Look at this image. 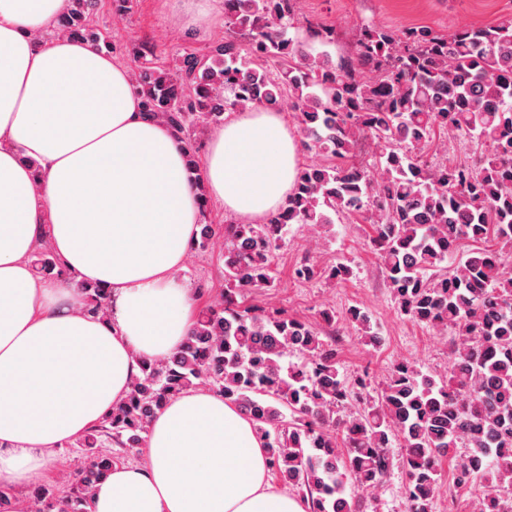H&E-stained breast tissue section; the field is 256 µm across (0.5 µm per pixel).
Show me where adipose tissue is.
Here are the masks:
<instances>
[{"label": "adipose tissue", "mask_w": 512, "mask_h": 512, "mask_svg": "<svg viewBox=\"0 0 512 512\" xmlns=\"http://www.w3.org/2000/svg\"><path fill=\"white\" fill-rule=\"evenodd\" d=\"M64 0H0V484L39 482L55 450L123 399L144 358L188 333L191 292L175 274L200 222L173 130L144 112L129 70L63 36L35 39ZM301 142L282 113H225L202 176L246 224L295 186ZM48 243L64 270L106 288L110 319L84 316L61 280L35 276ZM251 420L193 389L154 419L144 460L118 464L92 512H305L273 491Z\"/></svg>", "instance_id": "adipose-tissue-1"}]
</instances>
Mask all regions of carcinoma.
I'll list each match as a JSON object with an SVG mask.
<instances>
[{
	"label": "carcinoma",
	"instance_id": "carcinoma-1",
	"mask_svg": "<svg viewBox=\"0 0 512 512\" xmlns=\"http://www.w3.org/2000/svg\"><path fill=\"white\" fill-rule=\"evenodd\" d=\"M97 3L69 0L53 33L99 45L103 35L88 23ZM295 5L224 0L231 36L205 55H180L173 70L144 61L132 73L144 110L176 131L191 171H199L191 125L222 124L227 110L261 107L298 113L303 147L325 160L298 169L268 222L224 225V292L168 357L141 361L127 396L84 436L89 451L68 473L69 491L58 496L36 485L19 499L0 485V512H92L96 484L121 459L92 451L96 443L146 447L156 414L199 387L252 419L272 474L297 491L307 512H361L362 498L393 467L397 438L407 512H433L445 461L455 486L485 483L473 512H512V269L479 247L491 240L512 247V19L450 35L366 22L353 53L332 60L290 35ZM269 60L278 64L274 75L264 66ZM456 132L489 145L490 154L471 164H427L432 146ZM367 138L386 143L371 169L358 158ZM195 184L201 219L189 248L205 252L216 230L206 222L201 177ZM354 213L369 214L401 313L454 335L446 375L399 361L377 386L365 373L349 381L336 344L318 326L241 302L249 289L271 283L272 250L290 225L317 230ZM31 263L43 279L63 273L46 242ZM75 288L84 315L111 312L105 288L83 281ZM344 319L366 344L380 343L364 308L348 307ZM352 405L356 411L343 414Z\"/></svg>",
	"mask_w": 512,
	"mask_h": 512
}]
</instances>
